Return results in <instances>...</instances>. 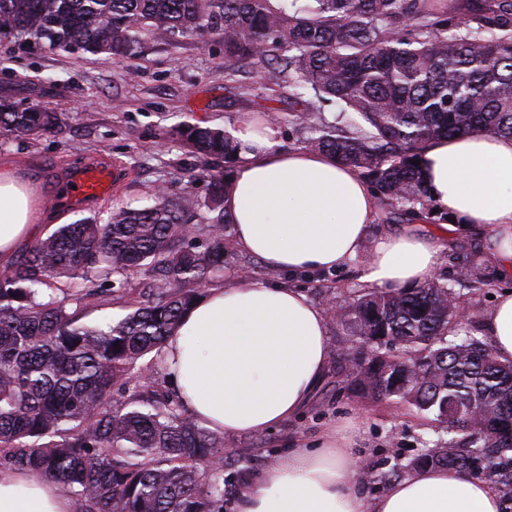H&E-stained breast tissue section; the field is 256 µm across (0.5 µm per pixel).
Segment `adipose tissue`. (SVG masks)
I'll return each mask as SVG.
<instances>
[{
    "label": "adipose tissue",
    "instance_id": "1",
    "mask_svg": "<svg viewBox=\"0 0 512 512\" xmlns=\"http://www.w3.org/2000/svg\"><path fill=\"white\" fill-rule=\"evenodd\" d=\"M240 145L224 183L237 248L272 271L331 270L366 246L375 211L368 182L333 155L286 149L254 115L231 131ZM431 201L450 218L438 234L406 228L370 246L362 280L385 289L427 282L450 239L487 232L486 247L512 274V137L475 132L430 142L422 154ZM41 217L36 189L0 161V261L31 239ZM486 336L512 362V290L500 292ZM330 347L325 310L290 285L255 280L214 286L183 316L164 347L165 368L186 409L226 435L260 433L294 417L320 382ZM352 430L331 427L318 450L286 461L239 492L234 512H500L492 484L468 473L421 469L371 499L354 478ZM0 512H70L60 485L22 472L0 479Z\"/></svg>",
    "mask_w": 512,
    "mask_h": 512
}]
</instances>
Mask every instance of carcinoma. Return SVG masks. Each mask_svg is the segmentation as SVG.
I'll list each match as a JSON object with an SVG mask.
<instances>
[{
  "instance_id": "1",
  "label": "carcinoma",
  "mask_w": 512,
  "mask_h": 512,
  "mask_svg": "<svg viewBox=\"0 0 512 512\" xmlns=\"http://www.w3.org/2000/svg\"><path fill=\"white\" fill-rule=\"evenodd\" d=\"M442 0H0V38L130 57L143 32L218 36L224 55L255 67L303 101L343 106L309 130L310 151L356 168L392 209L431 214L419 159L426 144L473 131L512 137V0H475L471 25L448 32ZM408 21L414 32L404 31ZM62 130L41 105L0 100V136L25 141ZM178 133L203 159L235 158L220 128ZM209 174L210 241L190 245L200 203L165 192L106 221L61 224L0 272V472H30L70 493L73 512H224V437L188 414L176 390H146L135 371L162 351L202 288L224 273V181ZM153 274L148 299L103 326L67 302L117 296L133 271ZM112 278V288L99 281ZM500 280L476 249L461 268L472 290ZM62 297L54 294L55 286ZM462 305L444 283L359 291L332 299L360 355L348 378L363 398L406 404L446 433L412 468L486 478L512 502V362L487 342L455 335Z\"/></svg>"
}]
</instances>
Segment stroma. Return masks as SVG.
Listing matches in <instances>:
<instances>
[{
  "instance_id": "obj_1",
  "label": "stroma",
  "mask_w": 512,
  "mask_h": 512,
  "mask_svg": "<svg viewBox=\"0 0 512 512\" xmlns=\"http://www.w3.org/2000/svg\"><path fill=\"white\" fill-rule=\"evenodd\" d=\"M224 45L218 37L202 41L179 37L162 41L139 37L135 54L117 58L80 49H62L42 42H0V98L23 104H44L60 113L65 130L24 142L0 136V160L16 166L36 183L44 220L40 236L85 217L106 220L112 209L147 205L157 189L189 193L200 201L210 195L209 172L221 171L220 159L200 161L177 128L183 124L231 130L244 113L278 114L284 146H301L305 130L288 122L299 106L287 85L267 81L262 72L239 68L225 77ZM97 163L117 168L109 198L74 202L67 194L71 175ZM366 263L356 256L326 272L324 282L302 275L268 270L252 256L234 249L224 256V278L241 268L253 269L258 280L288 283L314 304H322L321 284L338 287L342 296L362 289ZM144 274L131 275L124 299L102 302L82 313L88 324L122 318L131 302L142 301ZM330 355L324 380L300 415L273 430L224 439V501L264 470L285 460L289 449L316 447L324 431L344 421L354 425L355 453L367 477L361 487L368 497L382 495L395 481L410 475L408 463L426 441L435 439V424L405 407L360 397L346 381L347 355L357 343L349 329L329 325Z\"/></svg>"
}]
</instances>
